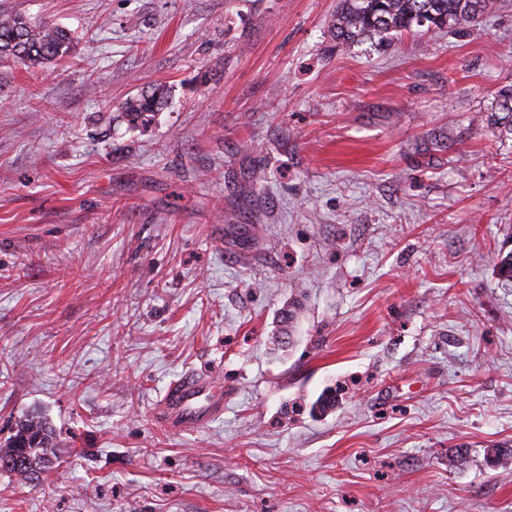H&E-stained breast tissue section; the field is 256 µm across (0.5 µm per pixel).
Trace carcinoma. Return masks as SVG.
<instances>
[{
    "mask_svg": "<svg viewBox=\"0 0 512 512\" xmlns=\"http://www.w3.org/2000/svg\"><path fill=\"white\" fill-rule=\"evenodd\" d=\"M495 7L496 0H340L331 34L342 46L366 39L384 44L423 27L455 31L474 27ZM71 45L70 33L52 21L32 23L16 15L0 18V61L53 63L67 56ZM166 95V88L158 85L126 99L121 112L131 125L146 124L165 105ZM57 459L50 423L38 414H26L0 449V470L34 482Z\"/></svg>",
    "mask_w": 512,
    "mask_h": 512,
    "instance_id": "cac0c4a2",
    "label": "carcinoma"
}]
</instances>
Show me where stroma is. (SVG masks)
I'll use <instances>...</instances> for the list:
<instances>
[{"instance_id": "obj_1", "label": "stroma", "mask_w": 512, "mask_h": 512, "mask_svg": "<svg viewBox=\"0 0 512 512\" xmlns=\"http://www.w3.org/2000/svg\"><path fill=\"white\" fill-rule=\"evenodd\" d=\"M337 4L0 0L75 45L0 63V442L60 455L0 512H512V0L350 47ZM196 370L224 416L171 431ZM166 95L165 86L158 85L150 91L126 99L120 106L121 112L131 125L149 123L165 105ZM58 458L55 433L50 423L38 414H26L16 424L15 432L1 445L0 470L25 481H39ZM28 460L42 461L46 465L39 472L30 471Z\"/></svg>"}]
</instances>
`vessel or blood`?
I'll return each instance as SVG.
<instances>
[{
  "label": "vessel or blood",
  "mask_w": 512,
  "mask_h": 512,
  "mask_svg": "<svg viewBox=\"0 0 512 512\" xmlns=\"http://www.w3.org/2000/svg\"><path fill=\"white\" fill-rule=\"evenodd\" d=\"M223 412V386L203 373H190L172 382L159 406L162 424L178 431L197 430Z\"/></svg>",
  "instance_id": "b4317fda"
}]
</instances>
